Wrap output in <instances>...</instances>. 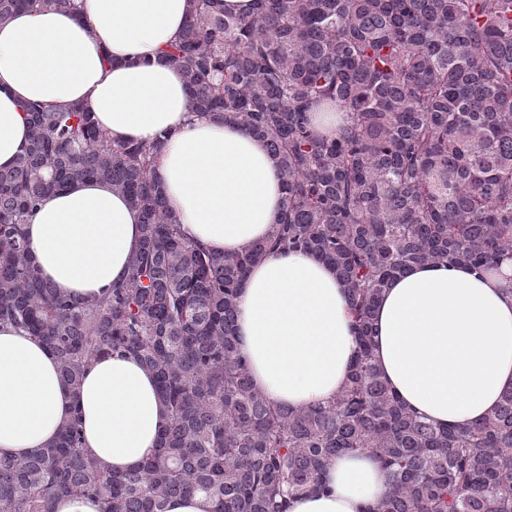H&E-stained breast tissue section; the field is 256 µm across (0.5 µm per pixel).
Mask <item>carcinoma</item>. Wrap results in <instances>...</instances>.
Returning <instances> with one entry per match:
<instances>
[{
	"label": "carcinoma",
	"instance_id": "cac0c4a2",
	"mask_svg": "<svg viewBox=\"0 0 512 512\" xmlns=\"http://www.w3.org/2000/svg\"><path fill=\"white\" fill-rule=\"evenodd\" d=\"M51 1L0 0V22ZM189 111L243 126L280 165L281 219L267 241L217 254L183 238L156 177L164 141L114 143L81 105L24 107L30 142L0 170V324L53 352L62 378L130 354L157 379L170 420L137 467L114 473L75 418L27 459L0 457V512H53L62 496L100 512H165L202 494L213 512H286L339 455L389 471L375 512H512V391L481 422L437 428L376 366L373 316L416 264L489 270L512 259V0H254L249 15L193 0L167 51ZM336 112L323 135L309 113ZM78 178L107 181L142 214L127 279L98 300L59 293L22 226ZM272 250L336 270L359 354L328 404H272L234 333L239 290Z\"/></svg>",
	"mask_w": 512,
	"mask_h": 512
}]
</instances>
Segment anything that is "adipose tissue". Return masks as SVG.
<instances>
[{"mask_svg":"<svg viewBox=\"0 0 512 512\" xmlns=\"http://www.w3.org/2000/svg\"><path fill=\"white\" fill-rule=\"evenodd\" d=\"M0 23V169L29 144L28 102L90 109L115 142L168 140L156 175L187 241L234 253L266 240L281 213L276 159L244 127L188 110L178 69L163 56L192 0H76ZM43 279L75 299L123 282L142 241V216L111 184L78 180L45 199L23 227ZM374 357L406 407L438 427H465L512 390V260L482 273L426 264L394 279L375 309ZM238 350L271 403L332 401L358 344L335 271L304 251L274 252L237 299ZM154 376L130 355H104L79 388L38 339L0 324V456L39 453L80 418L89 455L116 472L136 467L168 422ZM321 488L288 512H373L389 487L371 454L336 458Z\"/></svg>","mask_w":512,"mask_h":512,"instance_id":"ef3b65f1","label":"adipose tissue"}]
</instances>
